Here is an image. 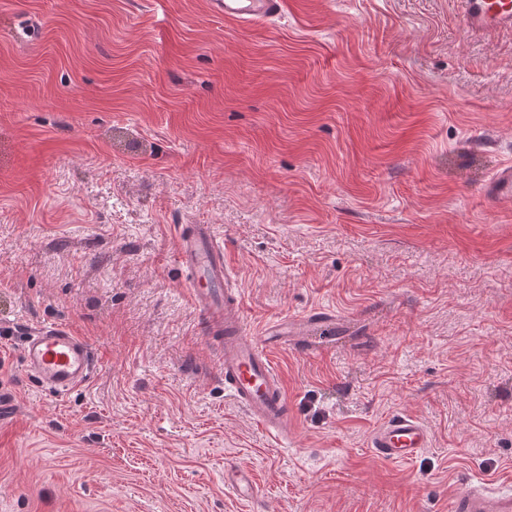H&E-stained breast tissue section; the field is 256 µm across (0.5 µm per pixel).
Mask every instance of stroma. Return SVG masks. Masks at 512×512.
<instances>
[{"instance_id": "35a3bbf8", "label": "stroma", "mask_w": 512, "mask_h": 512, "mask_svg": "<svg viewBox=\"0 0 512 512\" xmlns=\"http://www.w3.org/2000/svg\"><path fill=\"white\" fill-rule=\"evenodd\" d=\"M512 30L462 0H0V512H448L512 487ZM212 225L250 332L343 325L274 352L277 442L224 389L178 238ZM99 363L65 396L29 331ZM411 415L431 442L376 459ZM253 470L249 499L224 467ZM213 6L224 11V17L246 22L266 21L280 11L279 0H213ZM487 189L494 196L512 197V164L499 167L488 182ZM22 360L42 386L61 395L85 383L96 366L94 352L85 339L53 325L29 333ZM430 444V434L422 422L408 415L385 420L370 435L372 454L389 463H408Z\"/></svg>"}]
</instances>
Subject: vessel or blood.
Returning <instances> with one entry per match:
<instances>
[{
	"mask_svg": "<svg viewBox=\"0 0 512 512\" xmlns=\"http://www.w3.org/2000/svg\"><path fill=\"white\" fill-rule=\"evenodd\" d=\"M469 28L484 30L512 28V0H463ZM226 17L259 22L277 15L280 0H213ZM489 193L512 197V164L499 167L488 182ZM179 263L189 273L187 291L194 308L223 336L221 352L224 387L249 414L253 422L275 438L287 437L292 424L288 397L276 374L273 352L301 346L319 328L337 323L330 311L306 313L272 320L258 333L247 331L243 301L232 283L224 260V244L211 225H194L180 236ZM27 371L44 387L66 394L85 383L96 366L90 344L61 326H43L30 332L22 348ZM430 444L422 422L408 415L385 420L370 435L372 454L389 463H408ZM226 487L253 495L256 482L252 470L229 466L224 470ZM451 512H512V489L487 486L460 487L452 500Z\"/></svg>",
	"mask_w": 512,
	"mask_h": 512,
	"instance_id": "b4317fda",
	"label": "vessel or blood"
}]
</instances>
